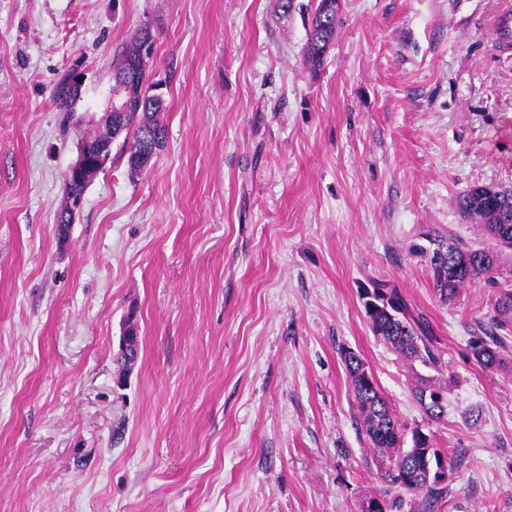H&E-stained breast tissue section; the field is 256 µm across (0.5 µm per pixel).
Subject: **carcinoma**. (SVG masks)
<instances>
[{"mask_svg": "<svg viewBox=\"0 0 512 512\" xmlns=\"http://www.w3.org/2000/svg\"><path fill=\"white\" fill-rule=\"evenodd\" d=\"M329 0H317L314 13L325 12L324 23L312 27L307 34V64L319 67L332 44L339 16L336 9H326ZM154 35L149 26L138 28L124 51L112 65V113L108 114L105 130L90 137L94 145L111 154L112 144L123 139L122 153L126 154L131 172L143 171L149 161L165 143V127L161 113L166 111L163 99L151 93L146 84L147 70L130 73V65L142 55L153 51ZM460 215L466 220L482 224L486 237L497 236L512 239V187L476 186L457 200ZM436 247L427 250L415 246V253L426 258L434 288L443 301H452L458 291L480 276H488L497 267L499 255L506 249L494 251L484 248H466L444 239H434ZM440 252L445 260L440 263L428 257V253ZM387 310H380L371 319V329L377 338L394 348L415 375L413 396L417 402L423 395L431 399L430 418L444 417L442 395L448 391L453 378H444L447 363L439 341L427 322L413 314L403 295L395 288L386 289ZM512 326V289L501 287L494 302L491 325L478 330L470 340V349L476 361L486 370L497 369L504 358L502 337L497 330ZM355 401L362 416V427L372 445L380 454L394 453L392 470L385 472L384 479L403 492H418L429 504L447 493V486L426 482L425 449L416 444L411 458L401 450L393 430L402 429L387 399L378 388L363 390L359 365L346 364Z\"/></svg>", "mask_w": 512, "mask_h": 512, "instance_id": "1", "label": "carcinoma"}]
</instances>
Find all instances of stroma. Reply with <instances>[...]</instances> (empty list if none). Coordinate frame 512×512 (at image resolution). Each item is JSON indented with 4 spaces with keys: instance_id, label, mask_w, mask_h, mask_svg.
<instances>
[{
    "instance_id": "35a3bbf8",
    "label": "stroma",
    "mask_w": 512,
    "mask_h": 512,
    "mask_svg": "<svg viewBox=\"0 0 512 512\" xmlns=\"http://www.w3.org/2000/svg\"><path fill=\"white\" fill-rule=\"evenodd\" d=\"M299 2L0 0V512H363L396 491L347 351L455 454L434 512H512V330L501 368L469 346L512 255L445 302L411 251L486 247L456 199L512 186V46L491 26L506 0H343L315 71L316 0ZM145 24L165 146L135 175L114 142L59 237L64 174ZM74 67L66 112L53 87ZM377 283L441 343L440 421L371 331ZM341 0H336V7L330 9L324 16V23L313 28V17L311 28L307 34V64L316 69L324 60V57L332 44L336 27L339 22Z\"/></svg>"
}]
</instances>
